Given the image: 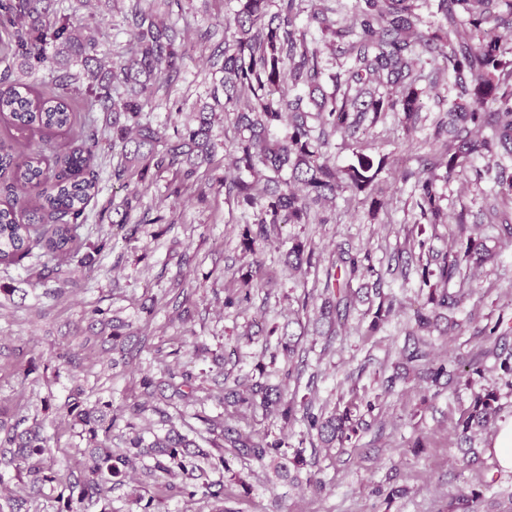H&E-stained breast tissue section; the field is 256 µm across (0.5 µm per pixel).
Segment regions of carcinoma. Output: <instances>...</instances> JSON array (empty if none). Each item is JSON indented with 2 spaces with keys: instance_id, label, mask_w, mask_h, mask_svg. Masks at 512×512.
<instances>
[{
  "instance_id": "carcinoma-1",
  "label": "carcinoma",
  "mask_w": 512,
  "mask_h": 512,
  "mask_svg": "<svg viewBox=\"0 0 512 512\" xmlns=\"http://www.w3.org/2000/svg\"><path fill=\"white\" fill-rule=\"evenodd\" d=\"M233 7L216 23L207 38L223 34L224 48L209 58L212 84L208 101L193 105L189 120L180 129L166 124L142 121V115L159 106V96L169 97L177 64L188 54L177 22L170 18V0L142 4L133 0L126 16L133 48L110 72L102 71L98 42L89 24L77 25L65 9H52L54 0H0V31L8 35L5 63L0 83H11L0 91V121L26 139L72 130L76 115L67 103L74 84L86 85L90 111L112 115V143H107L95 121L83 126L80 144L67 154L47 156L40 150L19 154L0 138V177L8 174L19 190L12 200L0 203V264L19 265L40 251L42 269L58 284L72 281V266L85 268L94 255L111 245L109 236L83 244L80 229L86 208L96 193L94 161L109 145L121 146L125 161L136 168L139 180L173 170L180 182L168 187V196L180 197L184 184L198 168L212 166L216 144L212 130L218 113L233 117L240 139L231 154L236 174L224 177L225 196L255 217L242 234L244 251L255 253L272 242L280 224H325L320 216L335 207L346 193H383L379 187L384 160L374 161L362 148L355 152L356 163L339 170L331 162L330 151L336 136L356 138L365 123L375 125L388 112L402 114L401 123L411 132L422 121L420 86L443 83L448 98L446 119L433 129L435 153L423 168L405 171L414 179L413 192L421 216L430 224L448 223L435 182L451 179L472 168L474 158L494 162L495 181L510 197L486 203L481 210L482 224L498 225L504 238L512 240V41L500 30H512V0H429L436 21L422 28L417 0H356L349 24L334 27L329 14L331 0H232ZM307 24L301 25V15ZM317 28L333 52L346 58L341 70L330 75L333 92L322 85V50L309 41L311 28ZM441 59L437 71L424 74L423 64ZM81 69L71 72V66ZM49 69L59 92L49 97L35 93L24 78L37 70ZM386 83L395 95H375L372 83ZM444 169L443 174L437 170ZM87 252H81V248ZM336 258L326 270L319 321L327 326L325 346L342 335L351 307L358 297L352 283L375 279L382 273L360 249L336 247ZM492 255L475 236L465 214L457 217L456 232L449 251L440 257L418 256L421 283L428 287L426 301L413 311V343L404 348L402 361L417 368L419 379L434 386L448 377V364L436 360L425 336L434 331L446 336L455 323L448 312L462 304L463 297L449 291L448 282L462 269L489 261ZM316 255L307 242L296 239L286 252L284 264L292 272L315 264ZM436 269H430L431 264ZM435 276L443 287H430ZM261 287L260 268L246 271L239 287L224 297V307L250 302ZM395 310L392 299L380 300L371 329L375 330ZM129 325L106 316L101 309L91 311L90 335L112 343V350L131 355L137 345H129ZM278 335L271 362L283 357L288 368L279 384L259 377L224 384L218 401L224 408H247L281 419L288 425L302 413L308 439L298 445L289 442L286 432L272 437L253 436L241 431L223 414L211 416L205 410L195 418L212 435L214 448H228L230 454L259 462H271L281 479H298L296 473L308 465L304 442L311 448H342L366 426L359 406L353 401L332 412L314 410L307 397L288 396V384L298 380L293 359L304 333L291 330V324L275 325L268 335ZM493 355L503 374L512 376V351L498 353L490 348L481 356ZM197 376L188 369L166 367L165 377L145 375L140 380L143 400L128 407V427L132 435L124 449L115 451L108 432L118 416L112 402L91 403L82 392L69 394L59 410L65 419L80 428L87 440L80 477L65 485L69 494L60 512H73L78 501L84 510L100 506L112 512L106 493L121 488L141 475L145 479L166 475L171 482L165 489L193 498L201 495L224 510V478L210 474L228 469L224 455H214L195 440L171 426L165 433L136 429L132 420L158 408L153 400L172 390L187 404L198 402ZM499 394L487 389L474 396L470 408L457 423L462 460L476 454L475 437L499 416ZM0 421V465L12 467L26 485L40 491L62 479L46 466L49 439L41 424L20 428ZM130 503L135 512H161L163 499L145 496L133 489Z\"/></svg>"
}]
</instances>
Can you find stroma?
Segmentation results:
<instances>
[{
  "label": "stroma",
  "instance_id": "stroma-1",
  "mask_svg": "<svg viewBox=\"0 0 512 512\" xmlns=\"http://www.w3.org/2000/svg\"><path fill=\"white\" fill-rule=\"evenodd\" d=\"M66 2L94 28L101 50L111 59L126 53L124 15L129 0ZM226 10L227 0H179L173 6L191 51L169 101L150 112L153 123L181 124L185 109L206 100L209 57L218 42L205 39L204 33ZM442 112L430 98L426 120L412 136H405L397 115L389 113L358 140H337L331 156L339 167L354 163L357 141L372 157L388 156L384 175L389 196L376 217L340 198L328 223L284 225L278 243L253 255L240 246V226L247 216L224 195V160L200 168L194 184L183 187L176 200L168 196V186L176 180L173 173L137 184L141 205L124 218L115 207L128 189L113 176L123 157L117 150L109 153L98 162L100 191L86 209L80 234L96 240L112 234L113 223L120 220L136 227V234L112 235L111 248L96 256L91 268L76 270L72 285L58 297L52 293L53 279L39 281L31 275L41 265L39 257L27 258L20 266L0 265V285L14 290L10 297L0 294V418L10 424L24 416L43 420L51 438L48 461L63 469L77 465L78 451L86 442L55 410L45 409L44 401L50 396L64 400L75 385L83 386L89 400L111 401L119 411L139 400L144 374L158 376L165 365L180 362L199 372V383L208 393L215 388L214 359L221 355L232 377L262 370L270 383H280L285 362L270 361L268 353L276 337L249 340L245 334L256 316H263L269 327L284 324L305 295H316L329 257L341 243L369 251L376 269L384 273V293L401 307L373 333L369 324L375 304L356 301L346 333L325 353L313 347L319 328L307 321L302 344L309 353L298 393L318 408L330 409L354 397L372 404L366 415L370 428L343 450L321 451L309 485L275 479L268 466L256 461L231 460L234 475L224 480L226 512H448L452 499L474 490L483 495L482 512H496L494 494L499 486L512 484V471L486 454L491 439L487 433L475 443L482 451L480 459L463 463L456 423L473 394L488 387L500 394L502 420L512 419V388L506 386L497 360L480 355L500 332L512 349V244L501 245L498 228L478 226L495 256L471 279L469 297L452 315L454 333L431 338L435 356L450 361L475 357L477 367L466 368L440 388L427 386L411 373L398 378L392 391L381 386L384 378L395 375L411 325L409 308L421 293L418 267H411L405 279L387 274L386 268L403 248L421 243L436 252L448 248L447 226L422 221L412 183L395 160L413 148L429 152L433 122ZM475 165L476 172L436 183L449 218L462 212L475 218L495 188V172L485 159L476 158ZM148 208L158 209L161 222L143 223ZM296 236L311 242L320 262L292 276L281 247ZM253 261L261 265L266 288L255 293L251 304L225 307L226 289L238 287L240 274ZM179 271L185 276L180 289L173 285ZM96 307L132 323L145 337L144 351L129 364L111 366L98 347L86 344L88 316ZM62 348L69 350L71 362L56 359ZM417 439L422 447H414Z\"/></svg>",
  "mask_w": 512,
  "mask_h": 512
}]
</instances>
